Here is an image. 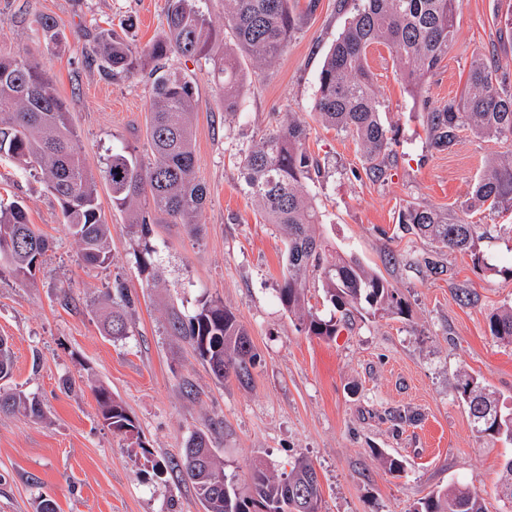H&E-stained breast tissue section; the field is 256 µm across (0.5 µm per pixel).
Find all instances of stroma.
<instances>
[{
    "instance_id": "35a3bbf8",
    "label": "stroma",
    "mask_w": 512,
    "mask_h": 512,
    "mask_svg": "<svg viewBox=\"0 0 512 512\" xmlns=\"http://www.w3.org/2000/svg\"><path fill=\"white\" fill-rule=\"evenodd\" d=\"M297 19L287 49L255 69L242 58L245 91L237 111L205 61L172 58L190 76L201 106L194 116L196 179L207 199L195 226L157 224L150 266L123 213L99 183L112 231V261L85 265L55 197L40 175L0 156V204L24 201L50 247L33 280L0 267V336L13 344L11 387L34 393L46 417L0 413V512H203L179 471L153 475L143 449L177 461L190 434L211 432L224 470L244 486L256 463L272 472L310 461L321 512H411L431 490L461 481L487 512H506L497 495L512 445L477 434L459 391L469 373L512 408V343L491 335L490 314L512 306V212L468 209L489 158L512 142L459 134L452 151L432 150L421 96L395 71L388 49L370 48L367 66L395 142L381 177L346 133L315 120L317 77L331 45L361 0H291ZM166 0H0V52L40 61L65 102L87 167L100 172L113 147L144 146L152 88L146 74L115 80L98 65L95 36L109 28L137 51L161 33ZM63 36L48 49L34 20ZM459 39L426 85L440 103L460 95L473 56L495 58L512 74V0H461ZM295 115L320 171L305 190L321 213L318 234L334 250L381 274L404 302L400 314L354 317L326 339L302 331L277 300L284 245L241 188L239 163L264 134ZM413 204L467 218L474 248L452 251L406 233ZM134 304L128 336L101 322L115 283ZM237 314L259 362L249 382L217 381L170 315L193 314L203 299ZM72 387H65V380ZM102 385L122 400L145 448L103 424L92 393ZM403 460L389 473L376 451Z\"/></svg>"
}]
</instances>
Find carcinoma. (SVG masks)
<instances>
[{
	"mask_svg": "<svg viewBox=\"0 0 512 512\" xmlns=\"http://www.w3.org/2000/svg\"><path fill=\"white\" fill-rule=\"evenodd\" d=\"M459 0H364L363 7L328 52L318 77L314 110L322 125L351 135L369 163V173H383L394 138L385 126L371 72L365 65L369 49L386 46L405 84L421 92L448 51L457 43ZM47 43L62 38L47 17L35 19ZM290 0H224V21L215 22L195 0H167L160 37L136 52L119 35L100 31L96 42L103 70L114 79L144 71L152 80L147 119L149 153L131 145L112 149L100 172L112 191V206L126 214L127 224L141 241L142 266L148 267L153 224H192L204 206L207 190L195 178L193 118L199 100L191 79L171 68L173 56L211 64L224 91V111L236 110L244 92L238 54L244 53L261 69L284 50L295 29ZM224 54H214L217 44ZM424 123L430 148L452 150L464 129L497 141H512V84L485 56L473 58L460 97L435 105L423 100ZM307 129L290 115L266 133L240 163L242 190L258 206L266 223L286 243V270L279 288L282 307L297 318L309 335L330 338L340 320H325L309 306L308 282L318 272L332 307L346 318L361 311L375 314L402 310L397 290L355 258L330 256L328 241L316 232L320 215L305 191V180L319 164L304 147ZM39 169L42 181L58 202L64 224L91 266L112 262V235L102 217L96 177L80 155L79 136L64 102L55 93L40 65L24 56L0 55V155ZM469 207L512 212V155L492 158L473 184ZM401 223L417 236L450 250L469 249L477 225L430 206L412 205ZM48 248L47 241L28 222L26 206L13 202L0 207V262L25 280L34 278ZM106 317L107 334L128 335L122 310L132 299L117 290ZM171 328L188 338L199 359L220 382L233 375L251 379L258 355L237 316L218 300H204L193 315L174 312ZM492 336L512 343V307L489 318ZM13 355L8 339L0 336V412L41 419L38 398L4 385L12 375ZM462 396L474 430L482 436L512 443V409L498 405L495 393L472 376L460 379ZM103 423L112 433L136 440L145 461L156 474L170 461L157 459L140 439L125 404L103 386L93 388ZM192 483L205 512H321L317 473L306 460L289 472L273 474L254 465L242 491L224 473V461L212 448L210 436L192 433L175 464ZM412 512H486L483 499L465 484L432 490L419 498Z\"/></svg>",
	"mask_w": 512,
	"mask_h": 512,
	"instance_id": "cac0c4a2",
	"label": "carcinoma"
}]
</instances>
